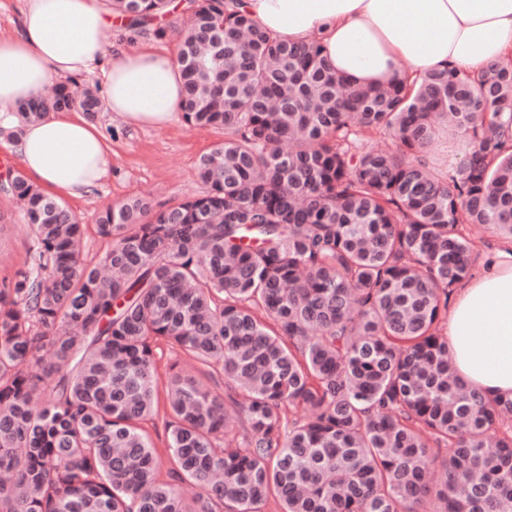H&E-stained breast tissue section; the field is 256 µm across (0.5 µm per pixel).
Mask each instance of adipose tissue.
I'll use <instances>...</instances> for the list:
<instances>
[{"label": "adipose tissue", "instance_id": "1", "mask_svg": "<svg viewBox=\"0 0 512 512\" xmlns=\"http://www.w3.org/2000/svg\"><path fill=\"white\" fill-rule=\"evenodd\" d=\"M280 41H318L352 84L387 86L455 68L474 74L512 57V0H224ZM118 16L98 0H24L14 36L0 38V128L44 194L80 198L108 172L111 147L77 112L20 122L17 104L100 70L107 111L132 125L177 120L183 81L167 49H127L104 33ZM456 373L488 397L512 396V249L488 257L445 322Z\"/></svg>", "mask_w": 512, "mask_h": 512}]
</instances>
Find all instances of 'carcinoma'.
I'll use <instances>...</instances> for the list:
<instances>
[{
  "mask_svg": "<svg viewBox=\"0 0 512 512\" xmlns=\"http://www.w3.org/2000/svg\"><path fill=\"white\" fill-rule=\"evenodd\" d=\"M166 2L113 5L141 28ZM190 10L184 118L224 127L203 194L104 209L89 266L63 202L19 171L0 184L29 239L0 284V512H512V398L463 385L444 336L464 226L512 240V64L355 86L316 42L224 0ZM101 108L61 85L18 111ZM443 128L472 143L446 173ZM160 341L200 365L165 388L171 483L142 428ZM228 403L244 426L223 442Z\"/></svg>",
  "mask_w": 512,
  "mask_h": 512,
  "instance_id": "obj_1",
  "label": "carcinoma"
}]
</instances>
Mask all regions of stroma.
Listing matches in <instances>:
<instances>
[{"instance_id": "35a3bbf8", "label": "stroma", "mask_w": 512, "mask_h": 512, "mask_svg": "<svg viewBox=\"0 0 512 512\" xmlns=\"http://www.w3.org/2000/svg\"><path fill=\"white\" fill-rule=\"evenodd\" d=\"M175 14L167 15V32L156 36L145 29L106 32V41L133 49L153 44L176 50L178 34L188 20V0H176ZM94 125L112 145L107 177L85 197L66 199V206L86 226L82 259L96 264L109 248L96 229L107 205L151 195L156 206L168 208L200 195L205 186L196 173L200 157L223 142V127L198 128L186 121L164 127L133 128L112 113L98 112ZM27 259V234L20 209L0 208V280L12 278Z\"/></svg>"}]
</instances>
